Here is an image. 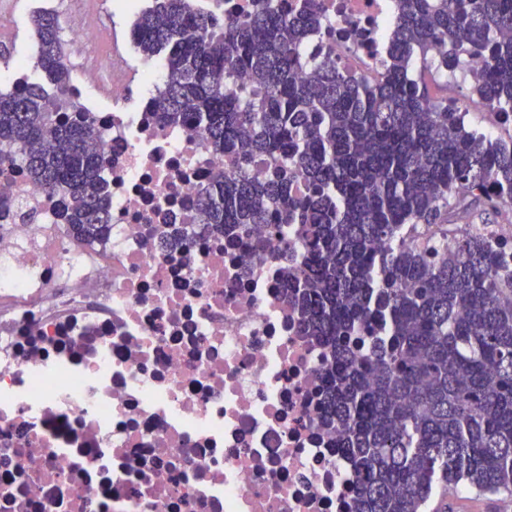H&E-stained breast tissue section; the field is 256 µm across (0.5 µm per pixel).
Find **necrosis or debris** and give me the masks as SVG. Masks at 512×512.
<instances>
[{"mask_svg": "<svg viewBox=\"0 0 512 512\" xmlns=\"http://www.w3.org/2000/svg\"><path fill=\"white\" fill-rule=\"evenodd\" d=\"M319 4L304 53L380 82L394 0ZM73 35L70 100L114 105L91 113L112 227L67 236L62 198L0 155V512H348L321 352L281 288L293 227L259 230L254 252L197 232L198 193L232 163L203 130L158 124L139 86L163 59L129 63L92 25Z\"/></svg>", "mask_w": 512, "mask_h": 512, "instance_id": "obj_1", "label": "necrosis or debris"}]
</instances>
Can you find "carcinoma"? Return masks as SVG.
Returning a JSON list of instances; mask_svg holds the SVG:
<instances>
[{
    "label": "carcinoma",
    "mask_w": 512,
    "mask_h": 512,
    "mask_svg": "<svg viewBox=\"0 0 512 512\" xmlns=\"http://www.w3.org/2000/svg\"><path fill=\"white\" fill-rule=\"evenodd\" d=\"M318 19V0L293 17L260 0L220 30L189 0L139 14V51L165 60L159 123L202 127L237 164L199 192L198 223L232 239L298 225L305 252L286 295L299 334L322 347L325 422L354 465V512H427L434 492L460 488L512 496V260L448 229L512 218V140L474 128L411 74L434 46L451 73L478 48L472 105L512 115V0H397L391 63L374 86L303 56ZM32 25L45 82L0 91V146L63 194L68 233L92 244L110 229L104 140L77 105L59 120L72 70L58 17L40 10ZM254 154L274 163L262 184L245 171ZM421 225L443 235L427 251L405 244Z\"/></svg>",
    "instance_id": "1"
}]
</instances>
